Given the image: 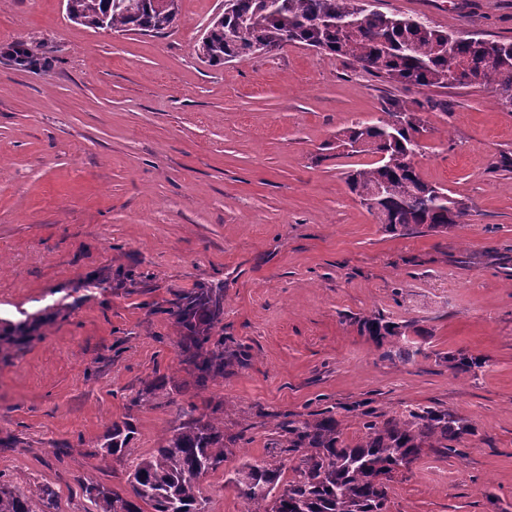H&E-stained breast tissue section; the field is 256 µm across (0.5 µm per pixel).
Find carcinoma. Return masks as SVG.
Returning a JSON list of instances; mask_svg holds the SVG:
<instances>
[{"label": "carcinoma", "instance_id": "1", "mask_svg": "<svg viewBox=\"0 0 512 512\" xmlns=\"http://www.w3.org/2000/svg\"><path fill=\"white\" fill-rule=\"evenodd\" d=\"M68 17L77 24L110 31L162 33L173 20L160 16L152 0H66ZM347 57L371 76L388 83L421 87L488 86L496 103L512 112V41L501 42L450 34L420 17L388 15L361 8L360 0H232L224 23H212L198 45L200 58L222 64L256 55L258 48L289 43ZM396 107L371 123L359 122L343 132L357 152L379 160L348 172L347 184L357 194L383 187L376 210L392 235L446 232L461 223L465 204L445 189L423 180L410 160L419 153L423 129L417 110ZM221 315L220 294L204 286L178 306L183 341L196 350L201 378L224 373L219 345L206 348ZM360 330L381 347L406 335L411 325L380 314L358 320ZM415 351L395 345L385 353L392 363H408ZM438 358L456 377L474 372L484 361L463 352ZM185 421L138 458L124 492L91 478L85 493L93 512H202L201 480L227 460L224 426L181 412ZM362 434L345 437L336 412L324 408L280 425L282 447L300 464L283 481L282 466L245 461L228 479L247 512H388V485L393 472L411 465L424 448L459 455L463 436L474 432L468 421L432 406L410 408L398 415L361 413ZM131 427L112 424L100 446L101 461L130 454ZM58 498L49 484L26 493L0 481V512H48Z\"/></svg>", "mask_w": 512, "mask_h": 512}]
</instances>
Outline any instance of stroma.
Returning a JSON list of instances; mask_svg holds the SVG:
<instances>
[{
    "mask_svg": "<svg viewBox=\"0 0 512 512\" xmlns=\"http://www.w3.org/2000/svg\"><path fill=\"white\" fill-rule=\"evenodd\" d=\"M374 6L512 41V0ZM223 11L178 0L144 35L0 0V480L89 512L87 478L126 486L127 463L93 455L112 423L143 455L191 407L236 438L203 512H246L225 474L279 460L282 422L332 406L354 437L363 410L431 405L475 432L397 472L388 512H512V112L486 86L390 84L299 43L209 65L198 41ZM394 103L421 110L423 179L468 206L451 231L387 234L345 182L373 155L329 154ZM204 285L224 290L214 338L249 357L202 382L175 311ZM374 313L414 323L411 362L360 332ZM448 351L485 364L453 376Z\"/></svg>",
    "mask_w": 512,
    "mask_h": 512,
    "instance_id": "stroma-1",
    "label": "stroma"
}]
</instances>
